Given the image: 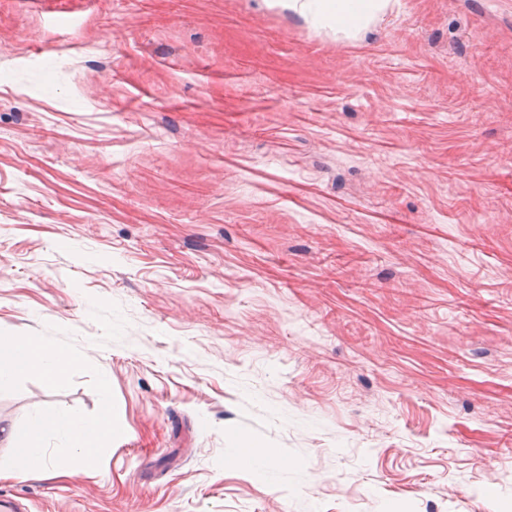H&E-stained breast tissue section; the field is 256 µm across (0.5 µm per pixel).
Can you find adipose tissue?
Here are the masks:
<instances>
[{
    "label": "adipose tissue",
    "instance_id": "obj_1",
    "mask_svg": "<svg viewBox=\"0 0 512 512\" xmlns=\"http://www.w3.org/2000/svg\"><path fill=\"white\" fill-rule=\"evenodd\" d=\"M272 4L304 18L316 27H333L351 39L362 38L373 22L383 14L389 0H271ZM74 363L72 356L49 351L30 338H0V385L18 375L39 374L47 386L62 382ZM25 442H17L13 430L0 427V444L14 453L7 467L0 468L1 477L27 474L32 461H39L41 477L53 480L60 476L80 477L85 459L94 454L102 440L120 437L125 430L122 410L105 404L98 416L87 417L69 410L40 412L29 420ZM63 436L71 447L63 459L38 456L37 450L46 434Z\"/></svg>",
    "mask_w": 512,
    "mask_h": 512
}]
</instances>
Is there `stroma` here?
<instances>
[{
  "label": "stroma",
  "mask_w": 512,
  "mask_h": 512,
  "mask_svg": "<svg viewBox=\"0 0 512 512\" xmlns=\"http://www.w3.org/2000/svg\"><path fill=\"white\" fill-rule=\"evenodd\" d=\"M0 336L29 512H512V0H0ZM316 27L336 26V33L360 39L383 14L389 0H271ZM73 363L72 356L46 350L28 337L0 338L1 386L20 374L36 373L48 387H54L66 378ZM28 428V437L19 443L12 429L0 427V444L5 443L7 448H14L8 466L3 469L0 463V478L27 474L35 458L40 460L41 478L44 480H54L59 476L79 478L84 473L85 459L98 450V444L123 434L125 420L122 410L108 402L96 417H87L69 410L40 412L30 418ZM47 433L63 436L72 452L64 459L38 457L37 449L41 448ZM22 445H25V452L21 455L18 448Z\"/></svg>",
  "instance_id": "1"
}]
</instances>
